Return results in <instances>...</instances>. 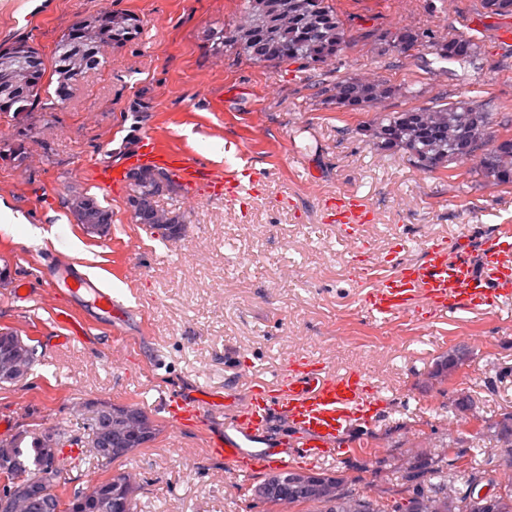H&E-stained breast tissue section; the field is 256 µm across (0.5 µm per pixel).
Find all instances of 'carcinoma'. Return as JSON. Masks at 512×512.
<instances>
[{"instance_id":"carcinoma-1","label":"carcinoma","mask_w":512,"mask_h":512,"mask_svg":"<svg viewBox=\"0 0 512 512\" xmlns=\"http://www.w3.org/2000/svg\"><path fill=\"white\" fill-rule=\"evenodd\" d=\"M483 14L488 17L512 16V0H481ZM141 34L140 17L130 12L105 10L89 21L72 25L55 44L46 58L26 39L0 47V110H8L13 119L26 117L41 99L52 92L62 102L68 100L78 83L70 70L73 60L81 63V76L96 72L107 64V54L135 40ZM233 39L235 52L258 65H286L322 71L341 60L349 46L347 29L329 0H246L242 20L230 29L218 32L220 45ZM416 40L429 50L432 59L425 61L430 72L448 73V65L471 64L478 55L476 42L465 35L440 36L431 28L403 26L393 33H383L374 41L381 56L394 46ZM406 92L382 76L367 78L347 76L332 86L321 89L322 103L346 112H361ZM366 136L378 149L401 152L422 171L435 172L467 164V173L489 186H512V117L496 120V113L473 99L450 101L439 96L429 106L412 107L397 112H380L365 127ZM131 193L127 204L137 223L146 224L165 240L181 237L184 224L179 215H171L160 223L165 211L155 198L173 183L165 171L153 172L148 167L129 171ZM72 209L83 224L94 228V234L107 236L111 217L88 195L72 200ZM26 341L13 331L0 329V387L12 385L24 376H13L5 366L16 347ZM141 421L140 434L134 436L122 426L127 415ZM496 442L504 448L505 462L512 467V413L504 414L495 424ZM158 428L154 420L135 404L99 403L92 410L86 439L70 433L63 425L53 429L54 446L44 442V431L22 430L0 442V460L12 463V472L0 481V495L13 487L37 484L45 494L30 500L25 512H69L81 501L91 503L90 512H118L124 503L135 512L138 487L126 484L129 475L117 473L94 482L76 483L69 479L65 493L54 492L61 473L63 449L60 445L81 448L79 462L123 461L154 441ZM473 455L451 441L442 445L440 466L428 470L413 463L404 470L407 495L389 500L380 496L358 494L331 499L327 489L344 483L338 475L288 469L269 474L254 489V496L264 504L279 505L286 499L294 505L309 504L313 512H418L419 502L432 504L433 512H472V498L478 494L482 478L471 474L463 486H456L461 463ZM456 491L453 509H448V490ZM482 512H512V477L500 483L490 508Z\"/></svg>"}]
</instances>
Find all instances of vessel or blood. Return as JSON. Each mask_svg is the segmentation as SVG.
Returning a JSON list of instances; mask_svg holds the SVG:
<instances>
[{"instance_id":"b4317fda","label":"vessel or blood","mask_w":512,"mask_h":512,"mask_svg":"<svg viewBox=\"0 0 512 512\" xmlns=\"http://www.w3.org/2000/svg\"><path fill=\"white\" fill-rule=\"evenodd\" d=\"M129 161L163 166L189 187L204 181L199 163L160 149L150 138L142 139ZM257 183L256 174L246 168L225 179L224 194L239 198L253 192ZM373 219V211L357 196L337 198L334 223L355 230ZM47 281L53 288L65 285L72 296L92 291L94 306L104 314L120 316L126 311L111 290L94 286L76 265L49 266ZM511 297L512 229L506 227L489 237L477 255L461 244L452 248L443 243L431 245L423 262L405 263L376 277L366 305L371 313L389 318L407 312L420 300L434 311L453 313ZM163 409L167 422L175 429L200 422L206 413L228 411L230 426L246 440L264 431L269 416L282 417L296 431L297 438L276 449L274 456L248 455L238 442H208L207 453L223 458L234 478L246 480L274 467L287 468L298 456L318 463L335 454L347 428L380 412L379 401L366 392L359 370L329 372L309 359L290 362L274 381L249 386L232 409H225L223 395L211 391L167 393Z\"/></svg>"}]
</instances>
